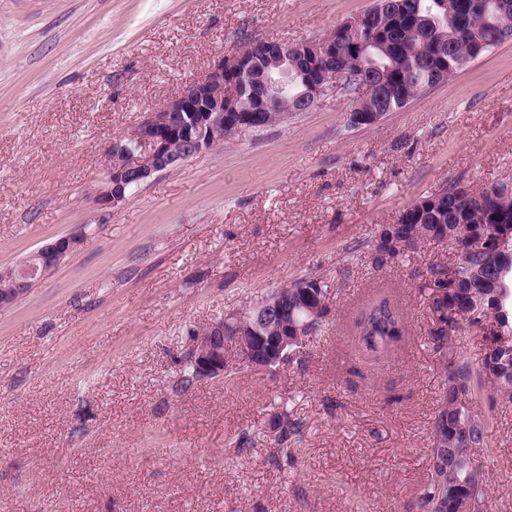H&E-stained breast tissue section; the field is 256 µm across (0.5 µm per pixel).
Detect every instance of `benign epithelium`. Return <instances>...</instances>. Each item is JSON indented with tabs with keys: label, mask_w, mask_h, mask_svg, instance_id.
<instances>
[{
	"label": "benign epithelium",
	"mask_w": 512,
	"mask_h": 512,
	"mask_svg": "<svg viewBox=\"0 0 512 512\" xmlns=\"http://www.w3.org/2000/svg\"><path fill=\"white\" fill-rule=\"evenodd\" d=\"M335 32L307 41V57L318 61L335 47ZM297 46L277 40H259L228 53L214 62L206 74L191 82L178 95L148 112L129 134L112 145V161L103 185L97 191V202L113 206L127 198V191L139 186L155 174L169 171L191 157L222 141L221 135L252 129L254 124L240 122L224 125L227 111L225 96L245 80L250 59L262 52L268 57L288 60V52ZM323 83L310 81L308 98L301 99L300 111L308 112L323 99ZM181 145L183 152L174 151L172 143ZM81 241L76 234L62 236L39 248L18 270L10 283L0 289V307L13 305L29 293L34 283L47 271L55 268L62 256L76 251ZM251 322L241 324L233 336L224 335V320L210 324L205 332L190 336L189 355L203 379L224 375L226 354H234L255 370H269L292 355L288 337L280 338L275 351L262 348L258 332L265 320L270 303L258 301Z\"/></svg>",
	"instance_id": "7a95c632"
}]
</instances>
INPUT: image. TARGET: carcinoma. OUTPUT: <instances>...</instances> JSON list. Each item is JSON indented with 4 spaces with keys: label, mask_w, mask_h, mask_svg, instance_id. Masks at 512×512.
I'll use <instances>...</instances> for the list:
<instances>
[{
    "label": "carcinoma",
    "mask_w": 512,
    "mask_h": 512,
    "mask_svg": "<svg viewBox=\"0 0 512 512\" xmlns=\"http://www.w3.org/2000/svg\"><path fill=\"white\" fill-rule=\"evenodd\" d=\"M362 19L356 31L336 36V62L324 63L322 72L347 69L367 81L370 93L352 100V108L395 112L499 45L501 29L512 28V0H374ZM251 62L248 86L226 97L239 108L254 106L255 83L275 71L262 56ZM304 66L305 55L288 58L290 98L308 89ZM501 235L511 241L506 249L493 244ZM425 241L452 245L460 256L454 266L429 263L417 288L445 373L421 501L428 512H487V484L462 450L490 447L489 419L464 402L484 392L492 409L512 403V195L450 183L446 192L413 204L391 235L371 241L369 252L382 268ZM267 298L283 314L264 326V336L292 339L307 321L317 335L329 323L328 286L316 276L275 288ZM466 332L483 346L477 364L453 343ZM403 335V317L387 297L371 301L353 323L357 347L374 358L390 352ZM299 431V422L283 413L273 440L286 449Z\"/></svg>",
    "instance_id": "cac0c4a2"
}]
</instances>
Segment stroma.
I'll use <instances>...</instances> for the list:
<instances>
[{"label":"stroma","mask_w":512,"mask_h":512,"mask_svg":"<svg viewBox=\"0 0 512 512\" xmlns=\"http://www.w3.org/2000/svg\"><path fill=\"white\" fill-rule=\"evenodd\" d=\"M373 0H0V269L80 248L0 310V512H424L444 382L417 286L444 244L376 268L352 248L450 182H512V41L376 125L352 101L243 130L112 207V144L255 40L315 39ZM332 322L289 363L180 383L191 330L304 276ZM406 331L362 360L369 296ZM475 462L512 512V405ZM302 425L285 456L271 418Z\"/></svg>","instance_id":"stroma-1"}]
</instances>
